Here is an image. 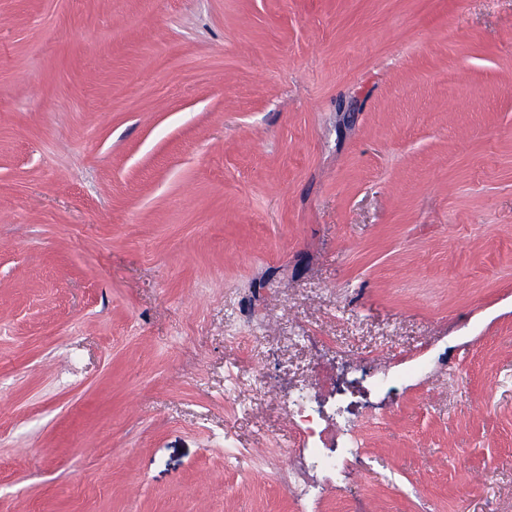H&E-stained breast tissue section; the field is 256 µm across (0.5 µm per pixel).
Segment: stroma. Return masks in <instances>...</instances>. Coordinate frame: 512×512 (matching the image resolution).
I'll use <instances>...</instances> for the list:
<instances>
[{
    "mask_svg": "<svg viewBox=\"0 0 512 512\" xmlns=\"http://www.w3.org/2000/svg\"><path fill=\"white\" fill-rule=\"evenodd\" d=\"M318 369L314 512H512V0H0V512H294ZM288 423L298 434V442L288 448V456L297 459V467L291 474L290 484L297 488L296 502L299 512H309L310 506L323 496V488L306 481V471L320 470L334 476L339 482L347 479L352 466L362 465L361 443L356 434L355 421L346 415L338 401L332 415L342 428V438L326 443V416L321 406L312 399L310 389L300 385L288 392L283 399ZM336 443V444H334Z\"/></svg>",
    "mask_w": 512,
    "mask_h": 512,
    "instance_id": "1",
    "label": "stroma"
}]
</instances>
